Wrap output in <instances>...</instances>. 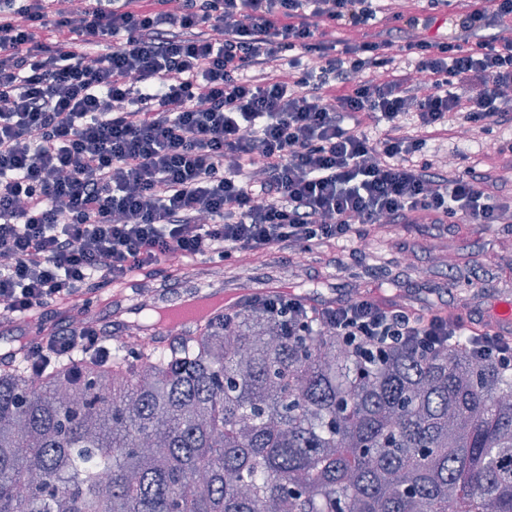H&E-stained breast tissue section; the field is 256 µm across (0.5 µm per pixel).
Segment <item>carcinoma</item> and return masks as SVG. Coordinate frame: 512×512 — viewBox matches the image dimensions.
<instances>
[{
    "mask_svg": "<svg viewBox=\"0 0 512 512\" xmlns=\"http://www.w3.org/2000/svg\"><path fill=\"white\" fill-rule=\"evenodd\" d=\"M0 360V512H512V373L259 304L159 348Z\"/></svg>",
    "mask_w": 512,
    "mask_h": 512,
    "instance_id": "obj_1",
    "label": "carcinoma"
}]
</instances>
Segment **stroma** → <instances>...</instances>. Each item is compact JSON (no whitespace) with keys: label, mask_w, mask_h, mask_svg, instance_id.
Segmentation results:
<instances>
[{"label":"stroma","mask_w":512,"mask_h":512,"mask_svg":"<svg viewBox=\"0 0 512 512\" xmlns=\"http://www.w3.org/2000/svg\"><path fill=\"white\" fill-rule=\"evenodd\" d=\"M511 138L512 128L471 129L458 143L462 165L478 159L487 167H512V157L496 152L501 142ZM368 241L362 251L353 243L329 246L309 259L301 273L270 254L262 262L245 263L242 279L227 278L219 286L228 295L289 287L321 301L346 299L361 290L422 306L452 310L464 306L480 317L498 315L504 305H512V224L500 225L493 233L474 224H452L437 241L419 235L416 225L386 224L372 230ZM439 241L447 243L462 275L451 296L443 291L448 272L433 260L432 250Z\"/></svg>","instance_id":"stroma-1"}]
</instances>
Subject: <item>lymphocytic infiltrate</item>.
Here are the masks:
<instances>
[{"instance_id":"f902f5d3","label":"lymphocytic infiltrate","mask_w":512,"mask_h":512,"mask_svg":"<svg viewBox=\"0 0 512 512\" xmlns=\"http://www.w3.org/2000/svg\"><path fill=\"white\" fill-rule=\"evenodd\" d=\"M450 2L404 0L380 27L377 0H0V325L151 281L173 253L286 262L376 224L511 223L501 174L429 154L467 125L512 127V0ZM446 16L450 33L427 38ZM267 307L377 349L464 334L512 371V336L440 311L287 292ZM104 334L64 326L27 350Z\"/></svg>"}]
</instances>
